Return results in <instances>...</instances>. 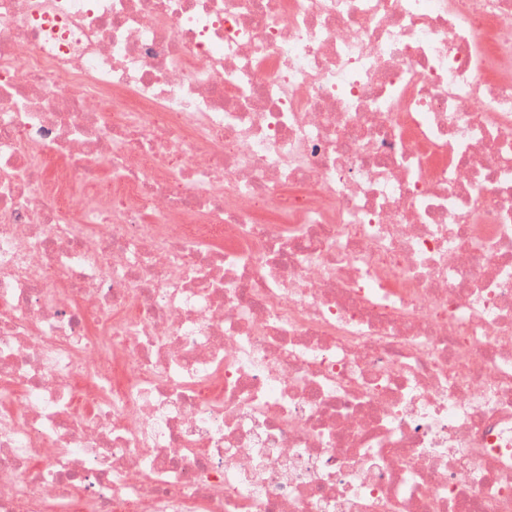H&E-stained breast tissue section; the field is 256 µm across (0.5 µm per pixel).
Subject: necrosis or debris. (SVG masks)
Here are the masks:
<instances>
[{"mask_svg": "<svg viewBox=\"0 0 512 512\" xmlns=\"http://www.w3.org/2000/svg\"><path fill=\"white\" fill-rule=\"evenodd\" d=\"M0 512H512V0H0Z\"/></svg>", "mask_w": 512, "mask_h": 512, "instance_id": "4bbe7bcc", "label": "necrosis or debris"}]
</instances>
